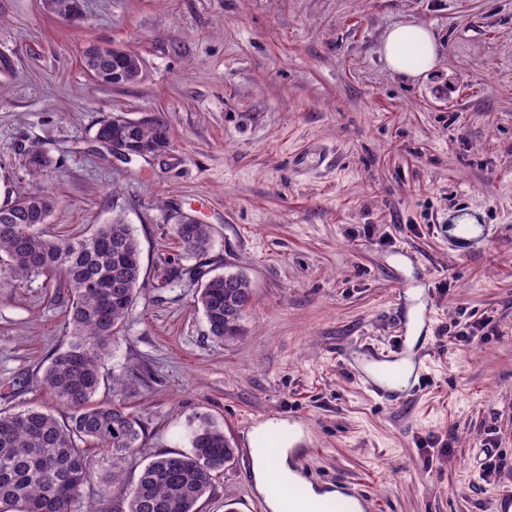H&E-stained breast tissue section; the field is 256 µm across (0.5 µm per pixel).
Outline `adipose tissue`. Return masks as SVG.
<instances>
[{
	"instance_id": "obj_1",
	"label": "adipose tissue",
	"mask_w": 512,
	"mask_h": 512,
	"mask_svg": "<svg viewBox=\"0 0 512 512\" xmlns=\"http://www.w3.org/2000/svg\"><path fill=\"white\" fill-rule=\"evenodd\" d=\"M416 46L422 57L419 69H412L406 62L409 46ZM383 53L388 67L396 74L415 76L417 71L433 69L438 62V49L431 32L420 25L405 23L394 26L386 35ZM292 446L286 445L276 453H268L259 443H252L250 450L251 475L258 492L267 496L266 504L270 512H283V499L278 495H268L271 477H278L279 487L302 481L291 465Z\"/></svg>"
}]
</instances>
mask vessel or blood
<instances>
[{"mask_svg":"<svg viewBox=\"0 0 512 512\" xmlns=\"http://www.w3.org/2000/svg\"><path fill=\"white\" fill-rule=\"evenodd\" d=\"M450 231V244L457 252L472 244L487 241L491 236V229L486 224H454ZM348 361L367 390L387 404L419 391L425 376L421 356L402 341L384 356L352 351Z\"/></svg>","mask_w":512,"mask_h":512,"instance_id":"obj_1","label":"vessel or blood"}]
</instances>
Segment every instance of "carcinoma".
Returning <instances> with one entry per match:
<instances>
[{"label":"carcinoma","instance_id":"1","mask_svg":"<svg viewBox=\"0 0 512 512\" xmlns=\"http://www.w3.org/2000/svg\"><path fill=\"white\" fill-rule=\"evenodd\" d=\"M125 83L140 77L141 60L124 61ZM139 135L163 151L167 125L142 123ZM39 159L24 163L26 175L39 179L51 166ZM56 205L49 193H30L0 206V255L7 276L0 288H17L33 274L63 278L69 292L71 340L57 351L41 379L42 388L70 410L65 421L42 408L0 412V512H71V504L94 473L91 450L114 458L132 456L141 446L140 419L125 407L94 401L104 380L106 344L119 332L140 293L139 242L131 225L115 216L82 238H61L35 227ZM175 235L185 251L203 253L211 245L207 224H178ZM252 301L248 278L240 272L204 282L195 303L210 335L233 342L244 334L243 318ZM234 457L224 429L201 414L191 430V448L160 454L141 471L123 495L126 512H200L217 475Z\"/></svg>","mask_w":512,"mask_h":512}]
</instances>
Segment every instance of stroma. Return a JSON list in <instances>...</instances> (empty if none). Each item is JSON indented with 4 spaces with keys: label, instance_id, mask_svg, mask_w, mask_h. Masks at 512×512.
Listing matches in <instances>:
<instances>
[{
    "label": "stroma",
    "instance_id": "1",
    "mask_svg": "<svg viewBox=\"0 0 512 512\" xmlns=\"http://www.w3.org/2000/svg\"><path fill=\"white\" fill-rule=\"evenodd\" d=\"M408 22L439 55L414 79L382 52ZM92 45L137 54L141 79L92 80ZM0 56V205L47 191L49 234L119 215L141 248L143 290L97 399L138 414L142 447L98 458L71 512H121L112 477L133 484L155 455L187 451L202 414L235 457L201 512H260L248 435L270 419L304 420L297 469L351 484L369 512H492L512 487V0H80L74 20L48 0H0ZM115 113L164 120L166 153L113 157L95 132ZM30 149L53 161L37 180L22 167ZM463 207L494 236L454 255L448 223ZM187 217L211 225L206 253L175 238ZM173 269L242 271L243 337L216 341L194 287H164ZM58 293L37 274L0 289L1 411L68 415L40 386L69 340ZM482 319L481 343L448 333ZM403 333L425 351L427 383L383 406L346 353L390 351ZM432 435L453 448L426 447ZM487 448L506 466L485 479Z\"/></svg>",
    "mask_w": 512,
    "mask_h": 512
}]
</instances>
